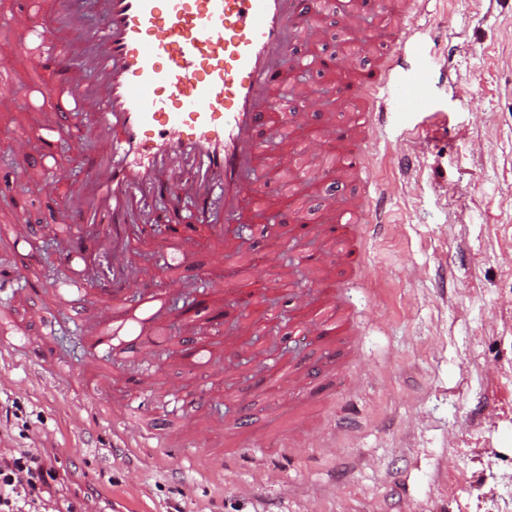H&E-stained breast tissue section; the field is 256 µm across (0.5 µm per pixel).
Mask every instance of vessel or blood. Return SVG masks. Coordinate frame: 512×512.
Listing matches in <instances>:
<instances>
[{
	"label": "vessel or blood",
	"mask_w": 512,
	"mask_h": 512,
	"mask_svg": "<svg viewBox=\"0 0 512 512\" xmlns=\"http://www.w3.org/2000/svg\"><path fill=\"white\" fill-rule=\"evenodd\" d=\"M367 0H343L336 25L345 41L335 58L319 56L320 71L335 73L347 113L324 130L325 143L341 146L336 172L362 175L364 202H336L345 227L381 223L384 192L371 175L365 144L395 112L417 109L430 74L414 37L415 0H380L381 24L368 30L357 22ZM100 18L84 21L80 10L61 4L54 25L24 19L14 46L0 49V70L16 51L31 67L49 75L41 97L62 96L67 112L90 117L104 143L91 155L84 176L73 180L63 259L79 257V273L65 295L94 292L101 316L98 343L138 345L151 331L178 278L151 288L139 278L127 249L130 238L154 244L187 245L198 228L214 229L215 207L236 223L245 210H263L265 201L250 174L256 134L270 120L281 126L299 121L297 110L271 111L274 90L285 86L280 61L298 38L321 42L310 19L324 0H86ZM81 32L83 46L62 45L57 27ZM93 80H86V70ZM162 197L178 191L194 203L193 213L159 207L146 223H129L141 192ZM123 272L104 286L101 258ZM137 290L145 308L117 310L126 290ZM321 335L347 340L349 332L334 306L314 313Z\"/></svg>",
	"instance_id": "obj_1"
}]
</instances>
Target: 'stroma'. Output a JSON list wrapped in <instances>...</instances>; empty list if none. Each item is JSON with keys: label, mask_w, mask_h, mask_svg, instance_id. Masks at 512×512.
<instances>
[{"label": "stroma", "mask_w": 512, "mask_h": 512, "mask_svg": "<svg viewBox=\"0 0 512 512\" xmlns=\"http://www.w3.org/2000/svg\"><path fill=\"white\" fill-rule=\"evenodd\" d=\"M419 25L428 99L369 147L386 222L357 230L361 265L288 261L332 244L319 231L334 220L321 154L295 177L305 236L273 223L289 195L274 160L331 118L316 106L290 139L272 123L258 135L254 185L273 232L204 237L179 274L207 294H173L140 349L94 357L80 339L94 307L56 300L74 268L53 232L93 127L36 102L40 77L17 53L0 75V218L25 215L35 236L0 240V266L23 251L36 277L0 292L12 318L0 324V403L15 411L0 449L47 453L60 495L85 512H512V0H431ZM23 133L47 164L15 152ZM297 288L339 300L353 348L302 334ZM38 306L56 321L49 368L22 334ZM189 322L219 375L182 359ZM308 362L322 367L318 385L292 389L267 371ZM191 397L208 401L193 418L180 409ZM134 429L139 443L120 446Z\"/></svg>", "instance_id": "35a3bbf8"}]
</instances>
